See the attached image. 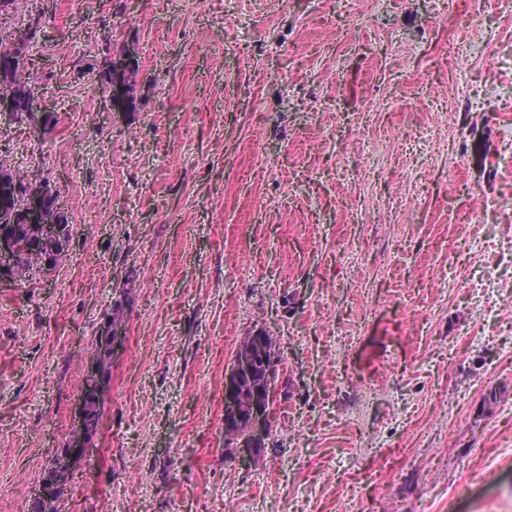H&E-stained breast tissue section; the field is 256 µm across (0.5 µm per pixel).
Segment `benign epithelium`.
Masks as SVG:
<instances>
[{
    "label": "benign epithelium",
    "mask_w": 512,
    "mask_h": 512,
    "mask_svg": "<svg viewBox=\"0 0 512 512\" xmlns=\"http://www.w3.org/2000/svg\"><path fill=\"white\" fill-rule=\"evenodd\" d=\"M16 111L13 89L8 84H1L0 113L14 118ZM18 209L36 219L38 241L50 243L58 251H68L69 238L60 231L56 210L48 208L45 203L39 173H28L26 186L19 195ZM30 247L32 244L25 239L10 233H0V271L12 266L19 251ZM258 355L263 359L264 368V379L260 382L251 375ZM286 391L288 380L283 377L282 359L276 345L264 330L253 331L240 343L230 366L224 372V414L234 417L238 422L230 446L233 458L238 463L245 465L263 455L274 415L270 399Z\"/></svg>",
    "instance_id": "benign-epithelium-1"
}]
</instances>
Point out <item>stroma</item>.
<instances>
[{
  "label": "stroma",
  "instance_id": "stroma-1",
  "mask_svg": "<svg viewBox=\"0 0 512 512\" xmlns=\"http://www.w3.org/2000/svg\"><path fill=\"white\" fill-rule=\"evenodd\" d=\"M70 260L0 280V512H512V9L501 0H17ZM134 49V111L89 96ZM125 339L86 353L115 303ZM265 329L274 451L224 453V370ZM95 392H97V380H92L91 383L87 385V395L82 400L81 405V423L77 426L76 431H78V435L76 438H74L71 443L68 445V449L65 450V452L61 453L60 455H57V457L53 460V467L55 468H63L66 466H70L73 459L75 458V455L73 454L75 452V449L79 447H72V444L81 437L83 440L87 439L88 434L92 432L91 424L89 423V415L87 413L88 411V404H87V398L89 395L96 396ZM76 439V440H75ZM72 447V448H71ZM69 470H56L54 473L48 476V482L52 484L49 486L51 490V496L49 500V509H46V502L42 503V512H60L58 509L59 501L64 497L67 486ZM57 503V505H55Z\"/></svg>",
  "mask_w": 512,
  "mask_h": 512
}]
</instances>
